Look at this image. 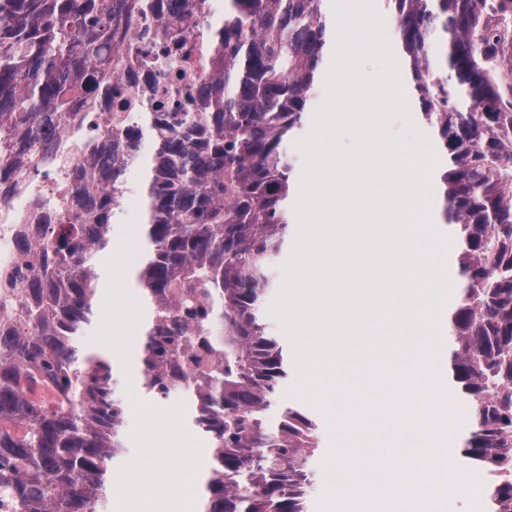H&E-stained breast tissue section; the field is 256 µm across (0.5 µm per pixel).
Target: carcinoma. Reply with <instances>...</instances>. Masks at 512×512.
<instances>
[{
  "label": "carcinoma",
  "mask_w": 512,
  "mask_h": 512,
  "mask_svg": "<svg viewBox=\"0 0 512 512\" xmlns=\"http://www.w3.org/2000/svg\"><path fill=\"white\" fill-rule=\"evenodd\" d=\"M205 0H178L194 20ZM324 0H227L199 31L217 73L178 127L145 112L76 184L81 212L49 230L0 329V492L14 512H100L126 449L127 404L112 364L84 350L97 308L94 259L112 240L120 194L148 140L146 255L131 262L150 320L142 389L183 396L211 444L203 512H310L319 424L267 410L288 380V350L261 317L284 244L292 159L329 41ZM441 166V212L457 239L462 288L448 316V361L469 403L462 454L491 476L488 512H512V0H385ZM129 0H0V180L21 147L43 149L85 87L106 80L112 13ZM57 400L33 398L38 384ZM23 421L19 434L10 423Z\"/></svg>",
  "instance_id": "cac0c4a2"
}]
</instances>
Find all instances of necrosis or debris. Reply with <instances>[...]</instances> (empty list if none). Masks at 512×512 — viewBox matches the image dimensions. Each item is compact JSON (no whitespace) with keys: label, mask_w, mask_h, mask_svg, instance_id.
<instances>
[{"label":"necrosis or debris","mask_w":512,"mask_h":512,"mask_svg":"<svg viewBox=\"0 0 512 512\" xmlns=\"http://www.w3.org/2000/svg\"><path fill=\"white\" fill-rule=\"evenodd\" d=\"M171 19L164 2L146 18L134 10L114 16L112 94L87 92L88 106L70 109L44 151L25 159L8 182H0V322L15 320L17 291L37 260L34 244L44 225L77 213L71 184L88 170L93 146L110 141L115 123L135 124L149 107L186 111L191 89L206 76L194 33H187L185 42L192 60L173 55L174 44L165 33ZM22 239L31 242V249H18Z\"/></svg>","instance_id":"necrosis-or-debris-1"}]
</instances>
